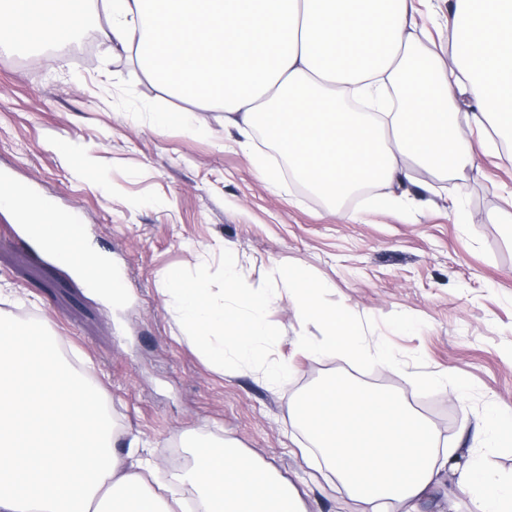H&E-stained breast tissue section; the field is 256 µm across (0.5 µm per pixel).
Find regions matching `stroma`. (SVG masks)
Listing matches in <instances>:
<instances>
[{"label": "stroma", "instance_id": "1", "mask_svg": "<svg viewBox=\"0 0 512 512\" xmlns=\"http://www.w3.org/2000/svg\"><path fill=\"white\" fill-rule=\"evenodd\" d=\"M179 105L100 39L89 56L80 40L63 54L0 49V175L77 213L125 285L122 299L105 301L16 237L18 215L2 210L0 311L55 337L95 386L118 450L138 436L157 480L181 497L188 486L174 479L173 453L228 442L286 478L307 512H366L293 415L303 395L335 376L403 400L441 445L478 454V405L451 387L422 396L404 372L365 373L344 357L301 350V334L321 331L303 323L284 286L268 312L282 332L273 356L291 370L277 386L257 370L210 363L186 338L163 284L176 267H217L226 247L254 288L279 265L298 264L357 316L403 312L425 322L414 334L377 327L369 345L388 339L401 355L422 354L428 372L470 378L480 403L512 408V228L490 220L512 201V164L483 155L450 183L377 187L352 201L358 220L347 223L292 175L277 186L261 180L276 153L256 133L241 146L223 113H211L206 134L158 127V114ZM457 202L473 223L457 219Z\"/></svg>", "mask_w": 512, "mask_h": 512}]
</instances>
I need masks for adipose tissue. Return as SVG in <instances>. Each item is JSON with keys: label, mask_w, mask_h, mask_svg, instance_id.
Masks as SVG:
<instances>
[{"label": "adipose tissue", "mask_w": 512, "mask_h": 512, "mask_svg": "<svg viewBox=\"0 0 512 512\" xmlns=\"http://www.w3.org/2000/svg\"><path fill=\"white\" fill-rule=\"evenodd\" d=\"M424 0H102L103 39L189 112L159 126L205 123L220 111L242 136L261 129L296 177L346 220L370 184L435 178L474 163L469 134L494 132L512 163V0H448V56L411 33ZM55 0H0V48L26 28L35 49L66 51ZM475 104L462 110L460 97ZM53 257L94 268L111 297L120 283L96 254L75 251L74 217L42 227ZM20 323L0 316V512H185L147 460L117 454L113 425L87 406L94 391L44 339L29 369ZM295 418L328 470L369 512H419L447 468L478 512H512V477L477 460L449 461L431 426L395 397L329 378L300 398ZM180 482L194 512H304L299 495L238 448L197 442Z\"/></svg>", "instance_id": "ef3b65f1"}]
</instances>
